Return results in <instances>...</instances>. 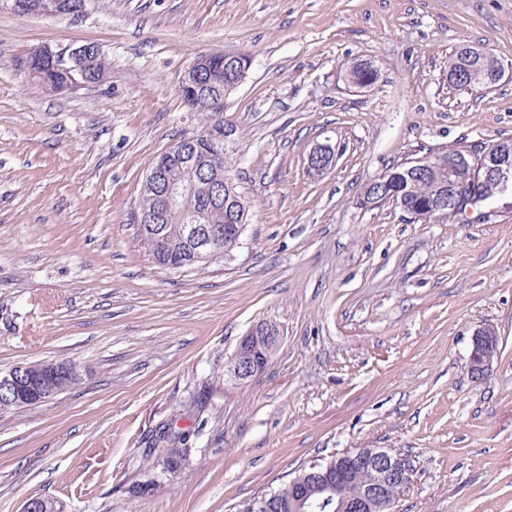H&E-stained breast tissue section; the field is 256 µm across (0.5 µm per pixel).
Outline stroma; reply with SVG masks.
Instances as JSON below:
<instances>
[{"label":"stroma","mask_w":512,"mask_h":512,"mask_svg":"<svg viewBox=\"0 0 512 512\" xmlns=\"http://www.w3.org/2000/svg\"><path fill=\"white\" fill-rule=\"evenodd\" d=\"M97 43L102 84L49 95L15 67ZM486 49L489 88L448 85ZM247 52L224 119L249 222L229 255L155 265L134 216L152 162L199 128L179 93L202 53ZM367 62L371 86L346 79ZM512 138V0H92L85 16L0 11V371L77 365L53 399L0 413V512H245L300 469L390 448L414 473L396 512H512V197L490 217L407 220L363 203L393 164ZM338 156L311 176L307 158ZM275 323L233 384L240 338ZM499 355L472 378L473 332ZM182 434L177 473L156 461ZM155 484L154 492L144 487ZM308 169L318 175L329 169L335 162V149L330 144H319L314 147L308 156ZM257 333H263L265 336H257ZM278 340L279 330L275 325L259 323L253 326L241 338L227 361L225 376L234 382H242L261 372L267 365Z\"/></svg>","instance_id":"1"}]
</instances>
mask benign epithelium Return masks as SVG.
<instances>
[{
    "mask_svg": "<svg viewBox=\"0 0 512 512\" xmlns=\"http://www.w3.org/2000/svg\"><path fill=\"white\" fill-rule=\"evenodd\" d=\"M89 51V44L41 45L34 50L35 57L52 62L65 63L68 73L67 86L71 90L91 86L82 72V59ZM209 68L208 58L198 57L185 71L180 89L191 96L198 94L202 71ZM176 160L189 172V179L169 180L165 167L154 166L146 175L143 187L158 194L164 208L179 206L196 213L194 197L200 190L194 174L204 168L215 171V178L208 188L224 193V176L221 174L224 154L211 149L202 159L196 151L177 148L165 157ZM308 169L319 174L335 162V149L325 143L314 147L308 156ZM448 186L430 201L429 206L442 211L453 204H460L463 191L473 185L480 186L482 194L497 199L512 196V142L495 141L470 148L458 155L448 166ZM136 222L148 225L153 242L161 245L166 240V226L155 218L136 215ZM215 224H186L183 234L190 243L193 261H207L224 252V232ZM279 340L278 328L268 323L253 326L241 338L237 348L226 363L225 375L234 381H245L261 372L267 365ZM499 339L491 325L473 334L468 371L479 379L489 370L498 354ZM79 374L71 363L58 362L44 370L33 364H21L13 369L0 372V398L13 406H30L46 402L63 391L65 377ZM310 476L289 480V488L295 506L301 512H313L328 501L336 500L339 512H394L400 494L411 482L414 469L410 460L390 448H355L336 456V470L323 468L319 464L310 466ZM355 473L370 475L362 493L350 497L347 489ZM22 512H55L54 501L42 497L28 499Z\"/></svg>",
    "mask_w": 512,
    "mask_h": 512,
    "instance_id": "obj_1",
    "label": "benign epithelium"
}]
</instances>
